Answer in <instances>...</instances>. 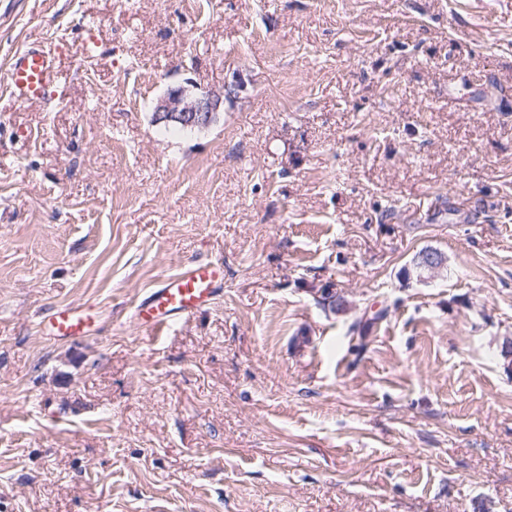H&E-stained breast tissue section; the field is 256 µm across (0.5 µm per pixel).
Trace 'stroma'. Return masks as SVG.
I'll use <instances>...</instances> for the list:
<instances>
[{
    "label": "stroma",
    "instance_id": "stroma-1",
    "mask_svg": "<svg viewBox=\"0 0 512 512\" xmlns=\"http://www.w3.org/2000/svg\"><path fill=\"white\" fill-rule=\"evenodd\" d=\"M187 79L241 91L154 122ZM507 336L512 0H0V512H512ZM59 70L55 53L39 43L16 53L8 71L9 94L17 102H40L56 87ZM235 88L225 86L221 91H194L188 79L169 86L157 100L154 120L157 123L179 124L186 128L204 129L214 123L224 110L226 91ZM223 283L224 270L219 264L199 262L184 267L146 292L134 306L131 318L150 335H162L178 320L208 306ZM98 314L93 306L60 305L41 323V329L56 339L77 340L91 336Z\"/></svg>",
    "mask_w": 512,
    "mask_h": 512
}]
</instances>
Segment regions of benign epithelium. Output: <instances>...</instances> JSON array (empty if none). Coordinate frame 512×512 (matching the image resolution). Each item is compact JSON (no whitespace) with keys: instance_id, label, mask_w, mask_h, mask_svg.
<instances>
[{"instance_id":"7a95c632","label":"benign epithelium","mask_w":512,"mask_h":512,"mask_svg":"<svg viewBox=\"0 0 512 512\" xmlns=\"http://www.w3.org/2000/svg\"><path fill=\"white\" fill-rule=\"evenodd\" d=\"M229 90L231 87L225 86L218 92H196L189 80L171 85L156 102L154 120L165 125L207 128L217 120L220 112L224 111V95ZM443 264L444 257L434 251H424L415 259L416 268L422 272H433Z\"/></svg>"}]
</instances>
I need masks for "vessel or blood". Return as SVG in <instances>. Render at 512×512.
Here are the masks:
<instances>
[{
    "label": "vessel or blood",
    "instance_id": "obj_1",
    "mask_svg": "<svg viewBox=\"0 0 512 512\" xmlns=\"http://www.w3.org/2000/svg\"><path fill=\"white\" fill-rule=\"evenodd\" d=\"M59 70L54 52L34 43L16 53L8 71L9 94L17 102L42 101L55 88ZM224 282V270L213 262H200L167 276L161 284L145 293L134 306L133 322L151 335L158 336L180 319L190 317L208 306ZM98 316L95 307L58 306L42 324L47 336L77 340L90 335Z\"/></svg>",
    "mask_w": 512,
    "mask_h": 512
}]
</instances>
